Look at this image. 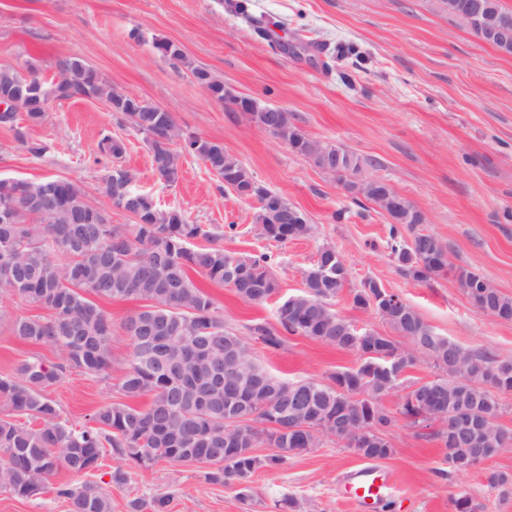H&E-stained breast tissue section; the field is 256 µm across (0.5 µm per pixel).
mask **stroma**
Masks as SVG:
<instances>
[{"label":"stroma","mask_w":512,"mask_h":512,"mask_svg":"<svg viewBox=\"0 0 512 512\" xmlns=\"http://www.w3.org/2000/svg\"><path fill=\"white\" fill-rule=\"evenodd\" d=\"M179 44L199 66L235 93L284 109L307 136L340 145L366 159L367 175L389 181L423 214L422 228L448 246L453 264L481 274L512 298V55L480 42L449 16L443 0H0V67L33 63L53 79L57 55L68 53L100 72L114 88L172 112L181 127L223 144L264 187L302 209L312 236L277 242L259 234L258 204L225 189L197 157L182 158V177L160 181L143 134L98 100H60L41 123L18 116L0 124V178H60L81 186L90 200L105 173L94 162L104 134L123 139L122 164L138 189L164 207L181 208L190 223L217 234L226 251L267 254L279 285L265 304L241 301L202 275L194 283L214 300L224 322L243 337L253 360L286 381L320 378L355 366L359 357L298 335L268 349L246 326L272 321L279 296L299 293L318 249L343 256L348 281L333 302L360 327L389 333L374 311L352 304V293L374 280L399 295L440 335L469 349L512 361V321H498L471 305L446 278L421 282L402 275L387 246L389 218L346 193L288 144L230 112L186 72L156 54L152 43ZM42 141L36 157L25 141ZM115 327L108 378L75 371L45 395L62 420L83 424L99 405L118 397L128 342L120 328L141 301L102 304ZM20 298L0 301V375L27 360L57 363L46 344L16 340L11 317L41 315ZM394 453L381 465L395 493L379 512H455L469 495L477 512H512V490L491 488L493 473L512 475V448L466 473L451 470L428 429L398 421L386 434ZM363 459L336 440L257 470L251 495L207 483L199 468L159 463L128 466L116 485L119 462L105 454L95 481L107 482L112 512L170 494L171 512H276L283 497L294 512H357L340 496L338 480Z\"/></svg>","instance_id":"35a3bbf8"}]
</instances>
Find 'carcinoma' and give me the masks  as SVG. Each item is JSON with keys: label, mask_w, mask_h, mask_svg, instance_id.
<instances>
[{"label": "carcinoma", "mask_w": 512, "mask_h": 512, "mask_svg": "<svg viewBox=\"0 0 512 512\" xmlns=\"http://www.w3.org/2000/svg\"><path fill=\"white\" fill-rule=\"evenodd\" d=\"M482 11L512 16L500 0H445L448 11L472 2ZM168 61L189 71L195 80L209 81L213 98L224 101L223 82L193 65L180 46L166 42ZM25 71L0 67V97L25 94L29 102L25 117L32 123L44 121L52 103L62 99H95L105 102L130 121L146 138L154 169L165 183L174 186L182 172V157L194 155L222 181L229 174L248 175L250 170L224 146L197 134H187L171 112H156L145 102L138 112L125 111L115 100L117 90L94 69L79 59L61 54L56 71L63 81L43 79L35 65ZM126 153L125 142L110 134L99 141L95 162L104 164L106 174L99 194L120 204L126 194L137 196L128 176L122 182L117 169ZM368 162L346 149L339 167L328 170L343 187L356 185L370 203L363 174ZM258 202L255 222L268 208L288 203L282 195L261 185L254 188ZM131 224L112 223V206L87 200L77 184L65 179L29 181L0 178V297L17 296L46 311L44 316L17 315L10 335L27 343L48 344L61 355V363L47 366L24 361L12 376H0V488L29 498L50 487L51 478L63 468L89 474L100 468L105 449L135 465L146 457L150 463L191 465L203 470L213 484L235 488L242 498L250 491V477L260 468L277 466L290 457L322 447L329 438V420L350 403L352 420L367 429L364 446L345 447L368 460L389 458L393 453L385 433L398 418L419 424L411 401L400 405L398 414L378 403L381 394L404 386L412 354L391 336L374 329L362 332L338 313L333 299L347 278L334 274L309 285L300 294L282 301L275 311L276 325L255 322L247 329L270 349L283 345V334L300 335L347 352H356L360 363L354 369L332 371L321 378L288 382L256 363L244 339L224 325L213 298L195 286L190 272L229 286L226 269L237 266L254 270L257 280L234 292L244 302L260 305L278 289L267 256H239L224 250L200 224L167 218L153 197L143 198L133 209ZM414 220L391 224L390 253L399 271L418 281L448 277L470 303L491 317L512 311V298L491 287L479 273L455 265L437 263L448 247L436 236L416 230ZM278 242L308 237L310 224H271L265 228ZM202 237L207 246H193ZM138 299L142 308L127 316L121 330L129 341L128 367L117 384L120 399L97 407L87 423L73 427L60 419L54 402L44 392L59 383L66 373L77 370L87 375L106 374L112 366V318L100 300ZM378 292L372 281L353 294L360 309L379 311L373 305ZM140 320L151 332L147 342L129 333V323ZM399 336L428 347L429 361L438 375L418 383L439 397L437 411L443 422L431 431L441 443L448 466L467 472L512 446V434L493 425L482 434L458 439L454 419L463 409L479 420H495L503 409L499 393L512 392V361L497 359L479 350L466 349L436 334L411 306L402 316H382ZM230 336L244 352L234 369L263 375L267 391L255 392L246 384L237 387L240 403L248 412L242 424L224 421V390L209 393L195 381L224 371V337ZM148 397L144 407L132 401ZM273 449L263 457L255 448ZM57 497L68 503V512H112L107 490L94 481L74 486L53 487ZM171 498L157 494L149 500H134L130 512H170Z\"/></svg>", "instance_id": "obj_1"}]
</instances>
